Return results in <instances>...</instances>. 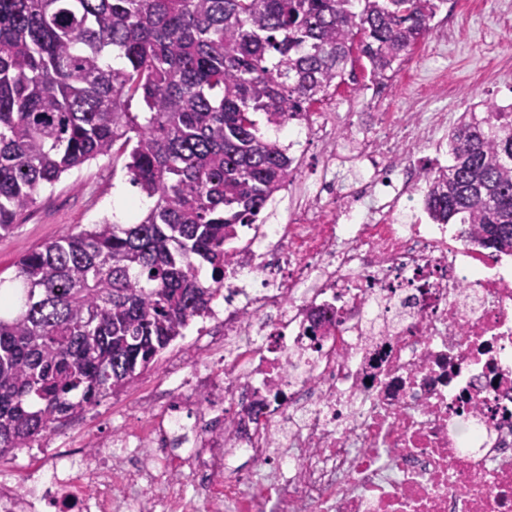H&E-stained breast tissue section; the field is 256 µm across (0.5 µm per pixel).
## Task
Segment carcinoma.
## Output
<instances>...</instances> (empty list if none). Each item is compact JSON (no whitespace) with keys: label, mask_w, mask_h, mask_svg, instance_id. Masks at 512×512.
I'll return each mask as SVG.
<instances>
[{"label":"carcinoma","mask_w":512,"mask_h":512,"mask_svg":"<svg viewBox=\"0 0 512 512\" xmlns=\"http://www.w3.org/2000/svg\"><path fill=\"white\" fill-rule=\"evenodd\" d=\"M442 2L0 0V231L118 143L153 200L26 255L0 292L1 460L126 389L208 310L235 225L296 174L256 116L287 125L358 58L390 80ZM448 155L423 175L432 218L512 253V105L463 113Z\"/></svg>","instance_id":"obj_1"}]
</instances>
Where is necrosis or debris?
<instances>
[{
    "label": "necrosis or debris",
    "instance_id": "necrosis-or-debris-1",
    "mask_svg": "<svg viewBox=\"0 0 512 512\" xmlns=\"http://www.w3.org/2000/svg\"><path fill=\"white\" fill-rule=\"evenodd\" d=\"M447 119L386 122L344 191L340 141L301 113L288 147L319 143V174L289 181L284 222L239 226L205 364L152 425L0 481V512H156L152 484L167 512H512V264L415 203Z\"/></svg>",
    "mask_w": 512,
    "mask_h": 512
}]
</instances>
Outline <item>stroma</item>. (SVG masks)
I'll return each instance as SVG.
<instances>
[{"mask_svg":"<svg viewBox=\"0 0 512 512\" xmlns=\"http://www.w3.org/2000/svg\"><path fill=\"white\" fill-rule=\"evenodd\" d=\"M464 0H442L428 35L409 52L377 112H444L449 124L462 113L488 103L512 104V0H483L479 11ZM127 158L101 157L64 174L41 190L34 205L17 218L9 232H0V288H14L17 262L35 248L67 232L108 218L119 224L137 214L129 203L139 197L130 182ZM190 340H177L130 388L101 399L69 424L42 438L44 450L64 448L73 439L91 443L107 437L118 423L145 425L151 412L128 413L129 404L166 383L169 366L182 359Z\"/></svg>","mask_w":512,"mask_h":512,"instance_id":"35a3bbf8","label":"stroma"}]
</instances>
